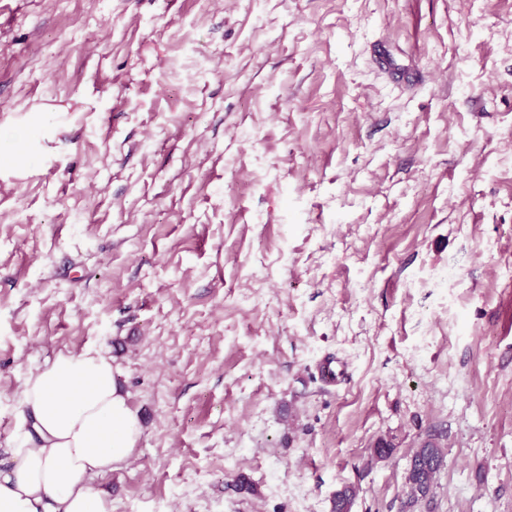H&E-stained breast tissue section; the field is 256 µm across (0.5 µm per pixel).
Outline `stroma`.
<instances>
[{"instance_id": "35a3bbf8", "label": "stroma", "mask_w": 512, "mask_h": 512, "mask_svg": "<svg viewBox=\"0 0 512 512\" xmlns=\"http://www.w3.org/2000/svg\"><path fill=\"white\" fill-rule=\"evenodd\" d=\"M91 344L116 512H512V0H0L1 471ZM442 465L443 455L434 444L425 443L416 450L408 473L413 502L428 495Z\"/></svg>"}]
</instances>
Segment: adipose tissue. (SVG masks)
Listing matches in <instances>:
<instances>
[{
    "label": "adipose tissue",
    "mask_w": 512,
    "mask_h": 512,
    "mask_svg": "<svg viewBox=\"0 0 512 512\" xmlns=\"http://www.w3.org/2000/svg\"><path fill=\"white\" fill-rule=\"evenodd\" d=\"M102 347L61 353L24 383L37 445L12 448L0 470V512H112L95 478L129 459L141 434L137 412Z\"/></svg>",
    "instance_id": "ef3b65f1"
}]
</instances>
